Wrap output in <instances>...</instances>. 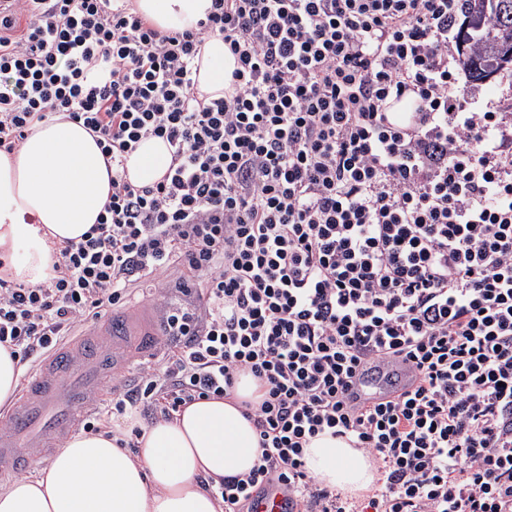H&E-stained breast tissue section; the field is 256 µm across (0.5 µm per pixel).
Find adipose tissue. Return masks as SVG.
Instances as JSON below:
<instances>
[{
    "label": "adipose tissue",
    "mask_w": 512,
    "mask_h": 512,
    "mask_svg": "<svg viewBox=\"0 0 512 512\" xmlns=\"http://www.w3.org/2000/svg\"><path fill=\"white\" fill-rule=\"evenodd\" d=\"M139 13L163 30L194 28L211 0H135ZM234 58L221 37L208 40L196 74L201 95L222 97ZM170 156L157 138L141 141L126 161L127 177L150 185ZM112 166L89 130L59 114L36 123L14 154L0 152V257L18 282L34 285L52 272L53 249L80 240L111 193ZM252 377H241L233 398L191 403L173 419L149 426L126 415L112 437L79 434L58 450L38 477L0 488V512H222L200 484L249 472L260 454L258 435L239 408L257 400ZM141 427L137 453L116 435ZM306 468L322 485L356 496L376 480L362 451L323 433L305 450Z\"/></svg>",
    "instance_id": "obj_1"
}]
</instances>
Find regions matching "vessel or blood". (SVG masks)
Here are the masks:
<instances>
[{"label":"vessel or blood","mask_w":512,"mask_h":512,"mask_svg":"<svg viewBox=\"0 0 512 512\" xmlns=\"http://www.w3.org/2000/svg\"><path fill=\"white\" fill-rule=\"evenodd\" d=\"M157 352L151 310L139 306L110 313L101 323L57 345L33 374L23 397L0 416V481L28 473L38 460H49L76 435L81 418L94 408L105 378L123 365L132 350ZM411 369L398 376L356 383V391L377 398L386 388L407 384ZM254 512H288L286 495L278 488L256 497Z\"/></svg>","instance_id":"1"}]
</instances>
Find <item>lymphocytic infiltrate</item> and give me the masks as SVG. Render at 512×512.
Returning a JSON list of instances; mask_svg holds the SVG:
<instances>
[{
	"instance_id": "obj_1",
	"label": "lymphocytic infiltrate",
	"mask_w": 512,
	"mask_h": 512,
	"mask_svg": "<svg viewBox=\"0 0 512 512\" xmlns=\"http://www.w3.org/2000/svg\"><path fill=\"white\" fill-rule=\"evenodd\" d=\"M462 0H212L162 31L131 0H19L0 17V151L59 113L112 161V193L55 277L0 278V347L32 368L131 285L155 301L164 357L113 380L87 433L229 397L238 376L261 456L202 479L224 512L282 486L293 512H512V113L471 107L452 29ZM222 37L223 97L195 59ZM415 103L412 128L386 119ZM157 137L148 186L125 155ZM408 366L414 388L368 403L359 376ZM378 465L368 495L309 474L323 432ZM235 68L234 58L225 48L224 40L215 36L202 48V56L196 74L197 88L206 101L224 95V83L229 85L231 72ZM170 156L166 144L157 138L141 141L127 156V178L139 185H150L166 171ZM175 289L176 288H174V283L169 279L164 278H160L152 283H140L131 288L130 294L127 298V301H129L127 307H132L139 303L148 302L151 300L152 295H165L175 303H182L183 297L181 293Z\"/></svg>"
}]
</instances>
